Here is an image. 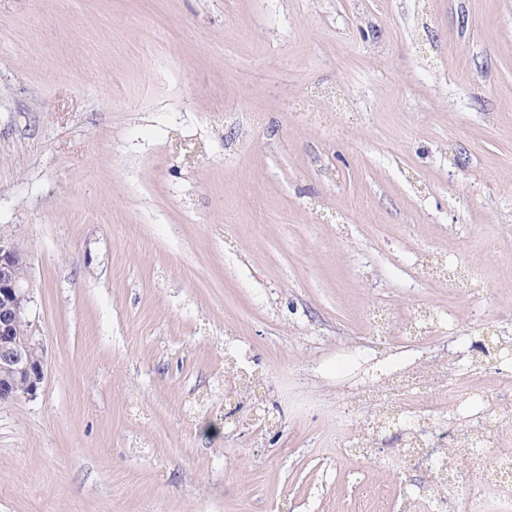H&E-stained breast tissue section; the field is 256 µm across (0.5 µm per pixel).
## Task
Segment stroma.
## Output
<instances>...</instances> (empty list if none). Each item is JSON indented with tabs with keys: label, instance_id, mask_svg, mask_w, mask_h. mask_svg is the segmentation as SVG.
Wrapping results in <instances>:
<instances>
[{
	"label": "stroma",
	"instance_id": "obj_1",
	"mask_svg": "<svg viewBox=\"0 0 512 512\" xmlns=\"http://www.w3.org/2000/svg\"><path fill=\"white\" fill-rule=\"evenodd\" d=\"M0 237L46 349L0 512H465L512 452L442 398L512 385V0H0Z\"/></svg>",
	"mask_w": 512,
	"mask_h": 512
}]
</instances>
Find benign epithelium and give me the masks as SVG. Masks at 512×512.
I'll return each mask as SVG.
<instances>
[{
    "label": "benign epithelium",
    "mask_w": 512,
    "mask_h": 512,
    "mask_svg": "<svg viewBox=\"0 0 512 512\" xmlns=\"http://www.w3.org/2000/svg\"><path fill=\"white\" fill-rule=\"evenodd\" d=\"M28 259L0 237V397H33L44 380V349L31 318L32 292L17 274Z\"/></svg>",
    "instance_id": "obj_1"
}]
</instances>
